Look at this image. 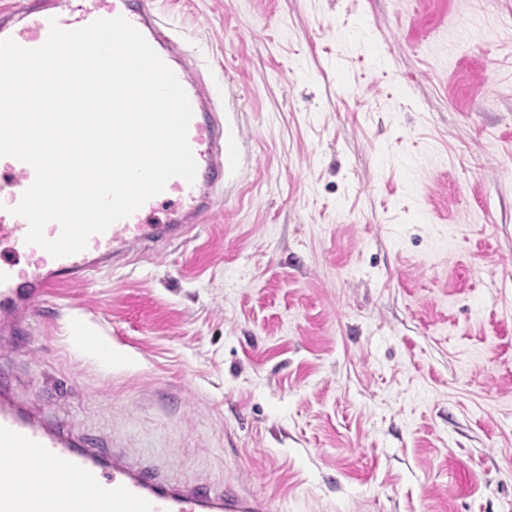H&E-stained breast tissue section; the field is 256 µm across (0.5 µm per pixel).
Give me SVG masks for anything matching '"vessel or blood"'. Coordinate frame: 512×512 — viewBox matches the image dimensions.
<instances>
[{
  "mask_svg": "<svg viewBox=\"0 0 512 512\" xmlns=\"http://www.w3.org/2000/svg\"><path fill=\"white\" fill-rule=\"evenodd\" d=\"M124 17L174 72L193 117L188 141L196 162L194 182L170 178L162 193L131 216L90 237L77 254L52 257L26 243L28 224L13 215L34 180L33 168L0 158V348L35 317L54 288L79 284L147 243L181 237L205 223L237 163L222 100L202 74L182 37L154 0H29L20 9L0 6V39L25 48L41 46L50 21L66 30ZM0 512H274L270 498L233 485L173 487L146 467L103 459L95 449L64 434L42 416L25 411L0 388Z\"/></svg>",
  "mask_w": 512,
  "mask_h": 512,
  "instance_id": "vessel-or-blood-1",
  "label": "vessel or blood"
}]
</instances>
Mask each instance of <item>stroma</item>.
<instances>
[{
  "label": "stroma",
  "instance_id": "obj_1",
  "mask_svg": "<svg viewBox=\"0 0 512 512\" xmlns=\"http://www.w3.org/2000/svg\"><path fill=\"white\" fill-rule=\"evenodd\" d=\"M161 9L236 172L211 223L43 305L0 352L17 397L276 512H512V0Z\"/></svg>",
  "mask_w": 512,
  "mask_h": 512
}]
</instances>
